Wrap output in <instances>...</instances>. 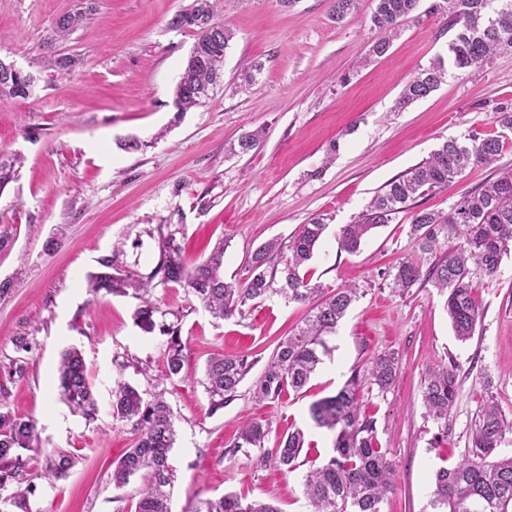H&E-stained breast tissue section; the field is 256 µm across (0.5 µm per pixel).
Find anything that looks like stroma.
Instances as JSON below:
<instances>
[{"mask_svg":"<svg viewBox=\"0 0 512 512\" xmlns=\"http://www.w3.org/2000/svg\"><path fill=\"white\" fill-rule=\"evenodd\" d=\"M191 0H0V60L39 74L32 96L0 103V151L20 153L16 178L0 192V227L12 243L0 250V365L15 357L14 340L32 350L24 375L0 368L10 411L34 419L38 453L33 512H134L139 479L112 485V463L132 447L128 426L110 412L116 381L146 389L138 363L160 368L162 336L134 323L129 296L90 295L98 258L116 255L128 271L150 272L158 253L152 230L180 225L187 262L224 244L225 277H241L252 252L269 239L289 241L303 224L326 214L308 271L332 288L354 285L362 296L327 336L329 352L306 387L275 403L255 402L245 379L236 400L213 412L200 384L210 353L248 356L261 373L278 340L306 314V305L272 297L251 315L214 320L178 285L156 288L189 340L188 373L168 383L176 416L171 452V512H193L198 501L236 493L272 501L280 512H307V472L259 467L252 454L225 448L240 426L256 418L270 428L266 447L301 429L321 458L335 434L317 427L310 406L331 397L385 352L399 357L395 381L381 392L361 387L364 408L395 468L384 512H432L434 475L464 454L485 393H493L512 422V253L497 275L478 281L483 311L474 336L459 341L445 297L432 286L407 293L385 274L415 258L407 215L372 230L356 253L340 250V226L354 222L390 180L426 159L446 140L500 136L490 165L469 168L447 187L420 198V207L447 213L462 194L512 169V132L502 131L494 107L512 100V52L465 71L449 69L429 96L408 106L406 83L448 55L455 32L448 17L421 0L382 56L368 58L378 37L374 0H357L336 20L331 0H220L219 21L233 38L224 77L212 97L185 113L173 105L195 36L170 27ZM81 8L86 20L65 41H52L58 17ZM76 58L68 71L43 68L49 51ZM253 71L244 84L242 75ZM264 130L246 154L229 148L245 133ZM139 149H127L128 140ZM334 158H327L328 147ZM82 351L100 405L95 422L70 412L60 396L57 367L64 350ZM136 358L117 373L115 356ZM455 362L459 390L448 414V437L422 403L429 368ZM71 452L66 480L49 486L39 472L43 452Z\"/></svg>","mask_w":512,"mask_h":512,"instance_id":"obj_1","label":"stroma"}]
</instances>
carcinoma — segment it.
Listing matches in <instances>:
<instances>
[{"label":"carcinoma","instance_id":"obj_1","mask_svg":"<svg viewBox=\"0 0 512 512\" xmlns=\"http://www.w3.org/2000/svg\"><path fill=\"white\" fill-rule=\"evenodd\" d=\"M217 0H192L189 8L169 21L175 29H187L195 41L175 89L174 104L184 113L210 98L223 76L224 57L232 34L216 20ZM371 21L382 37L372 46L375 56L384 54L402 25L416 11L420 0H374ZM494 0H444L450 26L457 28L448 44L453 67H479L492 57L512 52V0L493 7ZM84 12L61 16L55 24L56 39L64 41L82 23ZM76 63L72 56L52 52L45 65L66 70ZM0 60V102L28 98L34 89L35 73L7 70ZM445 77L444 63L437 60L405 86L400 104L405 106L427 97ZM501 151L498 136L472 143L450 139L394 178L368 203L358 219L343 225L338 234L340 248L353 253L374 228L390 224L406 213L410 237L420 255L431 259L424 266L409 259L388 271L392 287L405 292L416 284H430L447 295L446 310L456 338L467 341L482 317L476 299L477 280L496 276L501 261L512 250V173L506 172L460 197L443 216L419 209L416 200L461 176L468 168L489 165ZM21 157L0 152V192L15 179ZM327 228L319 214L303 225L288 245L276 239L257 248L247 262L245 276L224 279V243H218L206 258L193 266L183 260V248L175 224L153 228L158 257L145 277L123 269L114 256L98 259L101 271L87 278L88 291L110 295H132L138 300L134 321L145 333L159 331L165 337L162 366L140 368L148 389L119 381L112 390V418L130 426L135 436L132 448L112 469V484L127 486L140 480L134 512H170L173 469L169 453L175 443V415L167 401L168 381L187 373V341L181 326L169 322V312L154 298L152 289L170 284L185 288L212 318L226 320L245 316L255 305L277 295L292 303L308 304L303 325L281 338L252 385L260 402H276L287 391L299 392L309 382L328 353L327 334L333 332L359 297L354 286L326 290L311 283L307 264ZM255 362L247 357L213 353L207 359L203 386L215 413L238 397V390ZM398 358L392 352L378 355L366 374L354 375L336 395L310 407L313 421L335 433L333 455L319 465L312 464L304 478V495L310 512H384L383 504L394 488L395 472L389 449L378 442L371 417L361 410L359 387L369 383L384 392L395 380ZM61 396L72 412L86 422L98 419L100 408L90 386L87 366L77 348L65 350L58 366ZM457 366L440 365L429 370L422 384V399L428 416L435 422L448 421L457 397ZM8 389L0 385V512H32L30 495L35 486L27 479L28 458L37 441L35 422L6 409ZM269 425L257 419L245 422L228 445L236 454L245 448H259L257 463L286 473L308 463L301 458L304 433L294 429L265 448ZM512 442V423L507 421L491 398L483 401L470 446L453 467L435 474L431 505L434 512H512V455L498 449ZM74 466L71 453L55 449L44 455L40 477L48 483L65 479ZM193 512H280L262 500L246 501L227 493L215 500H202Z\"/></svg>","mask_w":512,"mask_h":512}]
</instances>
